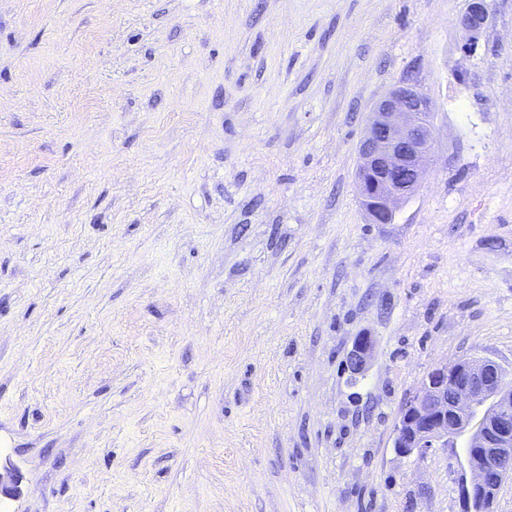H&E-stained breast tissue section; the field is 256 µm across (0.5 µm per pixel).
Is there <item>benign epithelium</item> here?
<instances>
[{"label":"benign epithelium","mask_w":512,"mask_h":512,"mask_svg":"<svg viewBox=\"0 0 512 512\" xmlns=\"http://www.w3.org/2000/svg\"><path fill=\"white\" fill-rule=\"evenodd\" d=\"M488 19V0H469L461 26L473 46ZM428 100L411 86L393 89L370 112L359 146L361 205L373 224L393 222L399 206L422 185L434 145ZM372 337L361 334L345 359L353 382L373 358ZM393 448L423 459L446 448L470 477L458 482L460 512H495L502 483L512 477V372L489 357L441 364L407 398L394 428ZM17 492L10 461L0 463V497Z\"/></svg>","instance_id":"benign-epithelium-1"}]
</instances>
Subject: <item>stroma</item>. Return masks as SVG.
Returning a JSON list of instances; mask_svg holds the SVG:
<instances>
[{
    "label": "stroma",
    "instance_id": "1",
    "mask_svg": "<svg viewBox=\"0 0 512 512\" xmlns=\"http://www.w3.org/2000/svg\"><path fill=\"white\" fill-rule=\"evenodd\" d=\"M467 7L0 0V512H459L393 441L437 364L512 369V0ZM402 84L435 149L372 224ZM488 19L487 0H469L461 26L467 32L470 46H474ZM432 116L428 100L411 86L393 89L370 112L357 180L372 224L392 223L421 188L434 145ZM374 341L372 336L361 334L356 336L352 348L345 359V368L350 373V379L357 382L363 378L373 358Z\"/></svg>",
    "mask_w": 512,
    "mask_h": 512
}]
</instances>
